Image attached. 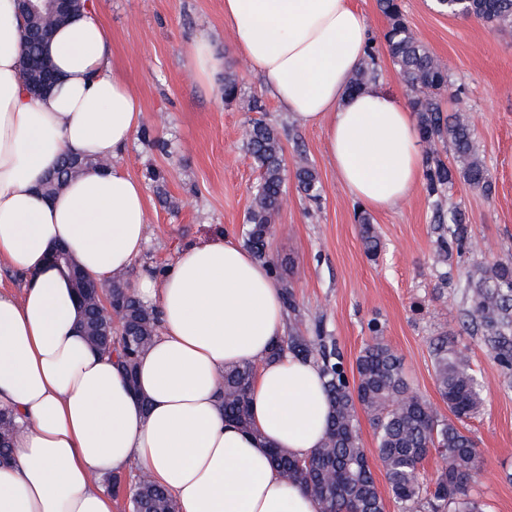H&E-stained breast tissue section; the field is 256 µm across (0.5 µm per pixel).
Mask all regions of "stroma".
Segmentation results:
<instances>
[{"instance_id":"obj_1","label":"stroma","mask_w":512,"mask_h":512,"mask_svg":"<svg viewBox=\"0 0 512 512\" xmlns=\"http://www.w3.org/2000/svg\"><path fill=\"white\" fill-rule=\"evenodd\" d=\"M111 38V59L139 99L141 130L118 159L139 179L147 202L148 244L139 265L164 266L185 246L213 237L243 240L251 194L261 172L242 140L245 124L276 128L287 165L304 150L323 192L305 198L295 178L285 184L268 252L279 281L291 285L312 335L323 324L340 348L346 370L370 340L377 321L385 341L403 359L412 389L447 414L434 377L431 337L448 334L484 379V406L465 421L483 460L473 492L486 512H512V386L492 366L483 340L465 330L463 285L475 265L512 256V27L495 31L473 18L435 12L431 0H403L406 20L443 63L453 83L464 85L459 106L474 128L489 168L491 195L455 182L444 206L461 209L471 229L468 252L451 261V280L440 287L442 265L423 189L388 211L369 217L381 242L367 257L355 212L359 206L340 184L326 154L325 129L301 126L265 89L239 56L224 23V0H95ZM207 41L225 61L211 81L193 65L196 41ZM239 95L224 100V75ZM260 109L250 110L252 100Z\"/></svg>"}]
</instances>
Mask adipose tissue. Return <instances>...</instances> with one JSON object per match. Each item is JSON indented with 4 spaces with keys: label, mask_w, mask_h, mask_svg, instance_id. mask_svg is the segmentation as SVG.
<instances>
[{
    "label": "adipose tissue",
    "mask_w": 512,
    "mask_h": 512,
    "mask_svg": "<svg viewBox=\"0 0 512 512\" xmlns=\"http://www.w3.org/2000/svg\"><path fill=\"white\" fill-rule=\"evenodd\" d=\"M224 22L281 109L325 129L354 198L390 210L411 196L423 163L413 112L381 86L349 89L370 36L351 0H224ZM23 27L16 0H0V264L22 280L21 294L0 289V410L19 424L0 463V512H112L106 478L134 470L178 512H320L270 451L306 458L321 447L324 378L314 361L271 358L285 334L282 290L243 243L199 242L164 271L139 272L132 290L161 325L136 384L81 334L73 284L49 255L65 245L106 284L143 253L144 188L116 163L142 112L111 62L94 0L47 45L61 81L39 98L20 78ZM68 153L113 165L45 197L42 179ZM246 362L258 366L247 430L219 400L225 370Z\"/></svg>",
    "instance_id": "1"
}]
</instances>
